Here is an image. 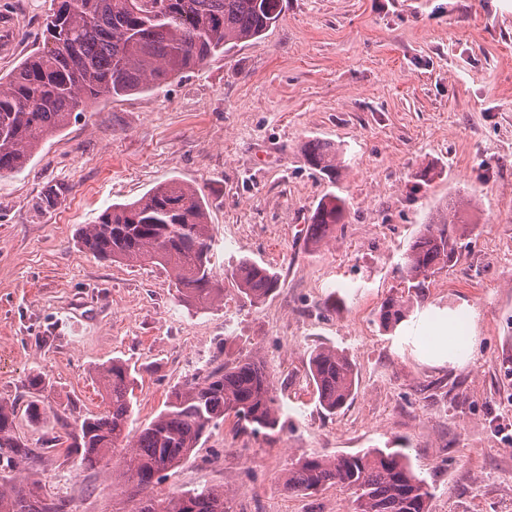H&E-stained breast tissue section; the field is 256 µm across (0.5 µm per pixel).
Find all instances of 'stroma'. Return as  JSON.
Instances as JSON below:
<instances>
[{
	"label": "stroma",
	"mask_w": 512,
	"mask_h": 512,
	"mask_svg": "<svg viewBox=\"0 0 512 512\" xmlns=\"http://www.w3.org/2000/svg\"><path fill=\"white\" fill-rule=\"evenodd\" d=\"M51 9L0 0V77L42 45ZM311 140L335 148L336 181L308 165ZM170 179L205 195L217 278L244 258L277 273L264 302L243 303L226 283L197 308L162 267L82 250L83 225ZM330 192L345 219L314 246L306 227ZM459 199L457 262L385 331L379 306L404 293L405 253ZM460 317L477 336L472 354L430 359L426 324ZM317 346L358 374L353 401L331 416L308 378ZM245 356L271 375L283 433L237 436L226 420L154 497L220 486L232 512H353L337 487L288 494L283 473L308 455L388 448L426 479L432 512H512V0H282L258 39L90 104L0 176V400L16 402L17 433L46 448L36 476L68 512L133 508L112 472L46 446L59 418L103 410L98 366L131 368L136 435L174 386ZM38 372L52 387L34 422L27 379Z\"/></svg>",
	"instance_id": "obj_1"
}]
</instances>
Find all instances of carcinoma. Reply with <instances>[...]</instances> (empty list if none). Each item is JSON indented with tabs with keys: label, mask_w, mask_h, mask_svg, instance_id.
<instances>
[{
	"label": "carcinoma",
	"mask_w": 512,
	"mask_h": 512,
	"mask_svg": "<svg viewBox=\"0 0 512 512\" xmlns=\"http://www.w3.org/2000/svg\"><path fill=\"white\" fill-rule=\"evenodd\" d=\"M281 0H54L42 47L0 80V174L26 167L38 148L70 123L75 112L100 99H114L160 85L204 66L229 44L259 38L276 23ZM311 167L336 181V150L318 141L303 147ZM345 201L333 194L317 204L307 237L317 245L336 232ZM456 209L424 225L406 253L408 293L423 296L428 278L452 267L461 234ZM82 249L115 262H149L166 269L181 301L202 307L224 292L211 262L212 233L205 197L175 180L137 200L115 203L80 230ZM236 293L251 304L278 287L277 275L250 259L230 272ZM410 300L386 298L379 309L388 329L406 317ZM107 408L75 429L60 419L66 451L80 466L112 468L119 453L120 477L136 502L132 512H229L224 490L202 487L156 500L149 490L178 467L210 429L234 418L235 430L269 439L284 430L280 398L264 364L254 357L219 363L202 377L174 387L160 411L136 437H129L134 377L119 359L96 369ZM309 380L317 402L334 414L357 388V372L342 352L310 351ZM16 403L0 400V512H66L65 500L44 491L38 479L11 480L22 466L42 463L46 449L33 448L15 431ZM289 493L311 496L336 486L352 498L353 512H430L432 493L400 451L369 448L346 456L298 460L282 479Z\"/></svg>",
	"instance_id": "obj_1"
}]
</instances>
